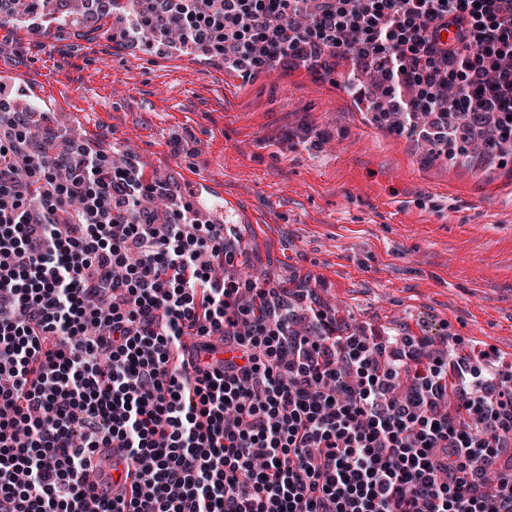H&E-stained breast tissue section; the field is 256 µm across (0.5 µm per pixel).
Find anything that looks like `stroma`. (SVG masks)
<instances>
[{
    "label": "stroma",
    "instance_id": "1",
    "mask_svg": "<svg viewBox=\"0 0 512 512\" xmlns=\"http://www.w3.org/2000/svg\"><path fill=\"white\" fill-rule=\"evenodd\" d=\"M279 67L245 81L199 52L112 39L99 18L40 38L0 31V73L62 100L57 126L105 152L134 149L146 178L210 186L254 261L368 323L456 356L492 336L512 353V170L430 162L353 111L342 80ZM327 132L302 141V127Z\"/></svg>",
    "mask_w": 512,
    "mask_h": 512
}]
</instances>
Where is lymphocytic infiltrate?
I'll return each mask as SVG.
<instances>
[{
    "instance_id": "lymphocytic-infiltrate-1",
    "label": "lymphocytic infiltrate",
    "mask_w": 512,
    "mask_h": 512,
    "mask_svg": "<svg viewBox=\"0 0 512 512\" xmlns=\"http://www.w3.org/2000/svg\"><path fill=\"white\" fill-rule=\"evenodd\" d=\"M111 2L245 78L351 59L373 122L431 160L512 143V0ZM0 112V512H512L493 350L452 375L429 337L349 331L239 276L234 225L168 183ZM102 448L132 493L91 482Z\"/></svg>"
}]
</instances>
